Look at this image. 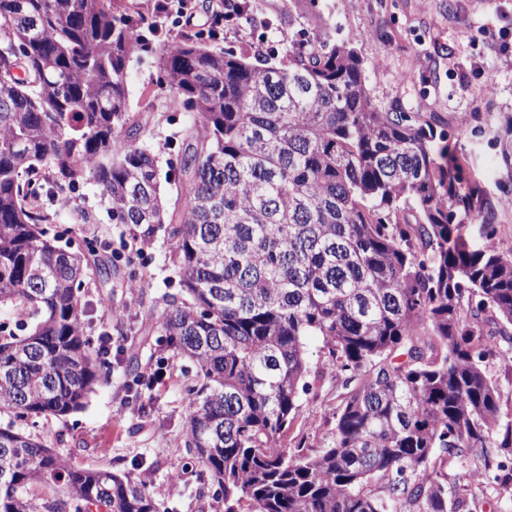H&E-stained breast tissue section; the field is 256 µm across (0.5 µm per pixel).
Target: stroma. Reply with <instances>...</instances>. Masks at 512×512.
Here are the masks:
<instances>
[{"instance_id": "stroma-1", "label": "stroma", "mask_w": 512, "mask_h": 512, "mask_svg": "<svg viewBox=\"0 0 512 512\" xmlns=\"http://www.w3.org/2000/svg\"><path fill=\"white\" fill-rule=\"evenodd\" d=\"M317 12L314 20L297 0H255L250 17L225 30L220 46L251 53L262 42L288 47L304 34L352 43L375 105L441 121L452 150L487 190L482 206L494 215L498 241L512 245V206L498 203V186L512 181V172L498 163L491 128L494 116L512 113V56L500 55L482 30L483 24L498 22V0H317ZM475 59L482 69H471ZM127 86L133 110L149 120L146 146L161 166L178 165L182 132L192 125V113L170 107L153 61L132 59ZM134 273L142 279L139 296L129 289ZM178 289L169 243L161 233L133 264L121 259L109 267L91 266L84 286L88 332L96 340L111 338V375L82 411L64 420L30 419L21 427L78 466L135 478L150 472L165 512H223L213 489L203 488L200 471L183 468L185 390L195 369L159 347V336L144 317V305L162 302ZM133 355L140 366L165 372L162 384L143 391L135 406L126 401ZM336 404L332 383L303 397L301 417L289 437L321 442ZM457 512H512V485H469L460 493Z\"/></svg>"}]
</instances>
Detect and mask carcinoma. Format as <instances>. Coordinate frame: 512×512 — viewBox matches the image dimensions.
<instances>
[{"label":"carcinoma","instance_id":"1","mask_svg":"<svg viewBox=\"0 0 512 512\" xmlns=\"http://www.w3.org/2000/svg\"><path fill=\"white\" fill-rule=\"evenodd\" d=\"M252 0H224V20ZM161 39L132 0H0V512H163L151 485L77 468L16 422L85 408L111 362L86 332L97 242H59L51 203L90 181L133 244L161 231L181 292L146 310L188 358L184 467L224 512H448V457L512 447L485 361L512 347V247L474 201L435 120L373 105L348 43L284 56ZM154 57L193 114L165 197L130 60ZM495 146L512 169V114ZM483 239L473 242L472 227ZM322 338L310 365L306 339ZM134 394L152 388L128 364ZM336 381L331 436L288 430L301 398Z\"/></svg>","mask_w":512,"mask_h":512}]
</instances>
